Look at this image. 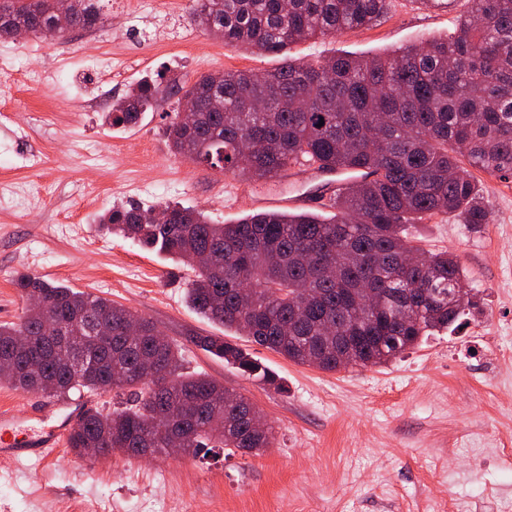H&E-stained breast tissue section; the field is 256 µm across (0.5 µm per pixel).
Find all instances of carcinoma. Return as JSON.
<instances>
[{"instance_id": "1", "label": "carcinoma", "mask_w": 512, "mask_h": 512, "mask_svg": "<svg viewBox=\"0 0 512 512\" xmlns=\"http://www.w3.org/2000/svg\"><path fill=\"white\" fill-rule=\"evenodd\" d=\"M454 36L432 37L385 55L291 59L262 75L202 73L171 86L165 135L192 162L250 180L294 163L327 172L363 171L329 200L336 213L267 211L213 224L200 211L165 202L144 222L138 207L111 208L99 228L187 263L190 307L259 346L326 372L351 363L383 365L424 337L484 314L458 307L450 293L466 270L458 255L425 251L407 225L452 215L471 232L490 223L480 184L462 166L512 178V0H467ZM391 0H194V22L229 48L280 54L308 39L373 25ZM101 23L100 0H0V39L19 31L74 30ZM159 82L137 80L104 122L132 127L156 107ZM418 253L415 265L402 256ZM27 304L17 324L0 325L5 381L23 393L110 391L133 404L85 413L68 448H110L129 458L161 457L169 440L184 456L214 448L260 455L273 427L262 410L204 374L183 371L182 344L156 334L137 312L34 274L15 280ZM111 335L99 339L101 323ZM138 325L140 335L126 329ZM191 343L277 391L278 376L221 336Z\"/></svg>"}]
</instances>
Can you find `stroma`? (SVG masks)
Wrapping results in <instances>:
<instances>
[{"instance_id":"1","label":"stroma","mask_w":512,"mask_h":512,"mask_svg":"<svg viewBox=\"0 0 512 512\" xmlns=\"http://www.w3.org/2000/svg\"><path fill=\"white\" fill-rule=\"evenodd\" d=\"M141 5L139 23L126 9ZM102 22L67 43L0 42V324L19 322L14 286L33 273L127 306L183 345L187 371L243 395L276 431L259 456L213 449L202 460L73 455L47 461L0 455V512H485L512 502V180L477 172L492 221L481 232L457 218L409 225L418 245L457 254L485 313L431 336L385 365L324 372L295 364L193 311L191 267L100 232L103 210L174 201L232 224L260 199L316 197L313 171L245 181L175 156L164 131L170 100L134 130L104 124L146 74L188 78L227 69L263 72L344 52L383 54L453 34L467 9L393 0L377 24L290 46L287 56L225 47L190 19L192 0H102ZM221 336L276 373L275 392L194 346Z\"/></svg>"}]
</instances>
